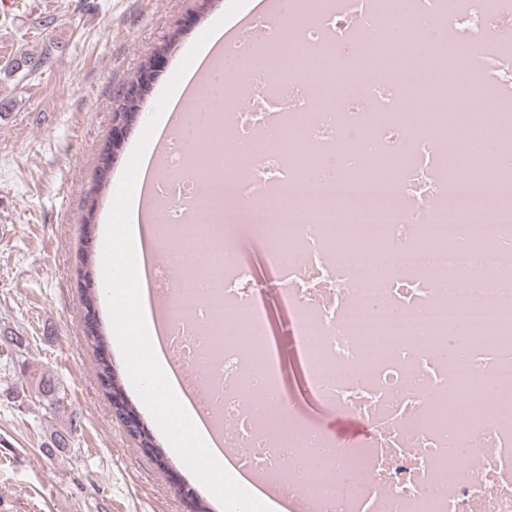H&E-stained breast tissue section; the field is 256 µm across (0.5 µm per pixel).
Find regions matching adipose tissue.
Wrapping results in <instances>:
<instances>
[{"label": "adipose tissue", "mask_w": 512, "mask_h": 512, "mask_svg": "<svg viewBox=\"0 0 512 512\" xmlns=\"http://www.w3.org/2000/svg\"><path fill=\"white\" fill-rule=\"evenodd\" d=\"M224 33L223 19H216L209 32L190 50L192 69L185 71L179 80L170 81L160 87L161 105L146 118L151 133L138 139L133 154L138 177L126 188L124 206L117 224L107 226L104 230L101 255L104 286L113 299L132 302L136 318L130 332L145 346L148 355V371L130 376L133 386L151 388L154 395L151 407L156 415V425L167 434L171 452L176 456H183L187 444H194L209 472L219 476L225 487L232 488L242 483V476L213 444L200 416L182 393L160 346L155 343L156 331L148 305L146 247L140 228L141 176L147 171L157 137L168 125L175 122V110L193 76V68L200 66L208 58Z\"/></svg>", "instance_id": "1"}]
</instances>
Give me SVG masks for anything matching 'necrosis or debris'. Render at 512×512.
I'll return each mask as SVG.
<instances>
[{
  "instance_id": "obj_1",
  "label": "necrosis or debris",
  "mask_w": 512,
  "mask_h": 512,
  "mask_svg": "<svg viewBox=\"0 0 512 512\" xmlns=\"http://www.w3.org/2000/svg\"><path fill=\"white\" fill-rule=\"evenodd\" d=\"M276 56L264 19L209 67L158 178V266L169 361L198 389L254 484L287 486L321 512H512V0H411L419 36L452 41L499 104L496 182L436 180L457 116L396 120L437 72L364 74L344 106L303 79L352 68L396 36L375 0H318ZM316 154L308 172L284 143ZM395 177L363 180L369 156ZM258 241L292 314L323 413L359 418L338 440L287 393L259 287L240 254Z\"/></svg>"
}]
</instances>
